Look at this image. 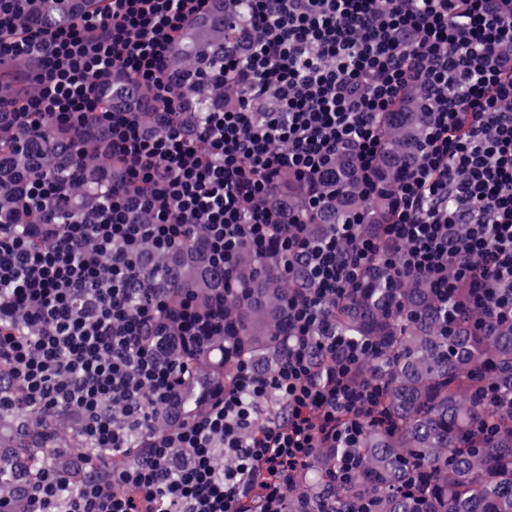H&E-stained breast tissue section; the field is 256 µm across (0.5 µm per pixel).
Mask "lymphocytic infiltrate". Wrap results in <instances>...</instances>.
<instances>
[{
	"instance_id": "1",
	"label": "lymphocytic infiltrate",
	"mask_w": 512,
	"mask_h": 512,
	"mask_svg": "<svg viewBox=\"0 0 512 512\" xmlns=\"http://www.w3.org/2000/svg\"><path fill=\"white\" fill-rule=\"evenodd\" d=\"M249 4L240 32L252 50L225 52L209 78L229 98L194 123L169 58L216 0H105L58 21L0 0V56L29 63L25 91L0 95V131L35 139L57 127L75 169L94 126L123 171L82 206L63 172L7 182L39 228L0 217V405L25 420L68 416L79 449L78 464L49 459L23 476L26 512H285L294 476L328 446L348 479L359 418L382 388L359 376L371 345L337 333L329 309L371 263L426 274L449 320L512 321V0ZM117 84L140 93L141 111L113 107ZM411 89L428 117L389 224L365 236L356 213L310 238L307 214L338 154L377 195L383 122ZM285 174L304 184L306 211L269 205ZM199 228L212 266L275 252L304 263L310 286L288 300L285 359L266 372L238 360L231 386L189 415L191 374L170 356L221 333L237 284L227 276L202 315L143 254ZM160 413L172 427H155Z\"/></svg>"
}]
</instances>
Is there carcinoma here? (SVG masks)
Here are the masks:
<instances>
[{
	"label": "carcinoma",
	"instance_id": "carcinoma-1",
	"mask_svg": "<svg viewBox=\"0 0 512 512\" xmlns=\"http://www.w3.org/2000/svg\"><path fill=\"white\" fill-rule=\"evenodd\" d=\"M220 20L198 21L175 46L169 62L175 81L184 86L195 112L218 99L207 74L224 59V46L240 55L250 43L239 37L248 0H219ZM35 14L55 10L65 14L68 0H36ZM112 104L138 108V95L112 88ZM384 122L378 178L382 192L368 201L362 193L353 157L342 154L319 185L325 205L308 216L307 230L315 237L329 234L355 211L366 212L362 230L378 234L387 223L389 193L414 162L423 140L425 100L410 90ZM94 130L84 134L87 168L73 174L72 192L92 195V181L112 180L119 172L101 163ZM10 163L24 172L32 166L51 172L66 162L59 134L52 128L35 144L6 143ZM271 206L289 213L306 207V190L292 178L281 180L268 198ZM146 265L174 275L179 291L203 303L224 287V272L211 268L201 241L165 254L147 251ZM234 276L240 291L224 296V335L189 358L198 373L184 393L185 409H201L204 392L215 384L229 385L237 360H251L260 371L285 356L288 296L309 287L299 263L285 271V259L262 260L243 251ZM336 329L367 340L373 353L362 365L364 379H376L383 394L362 421L355 448L359 468L347 482L333 480L340 448H320L298 473L288 492L286 512H512V323H492L476 334L471 323L452 328L429 280L412 276L393 284L382 266L369 268L362 281L331 305ZM491 383L496 397L484 401L478 393ZM52 455L26 429L0 437V497L7 512H20L23 499L14 477L32 467L33 455Z\"/></svg>",
	"mask_w": 512,
	"mask_h": 512
}]
</instances>
